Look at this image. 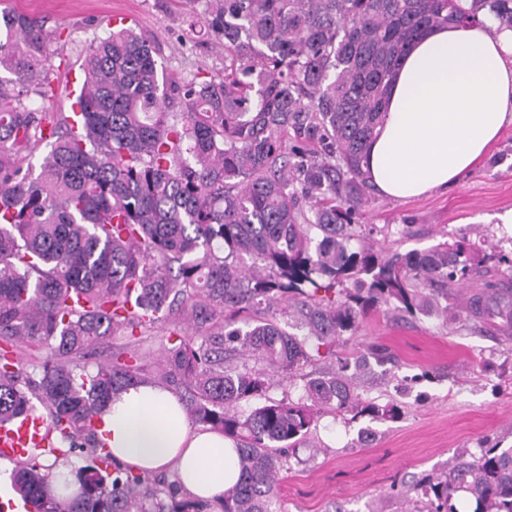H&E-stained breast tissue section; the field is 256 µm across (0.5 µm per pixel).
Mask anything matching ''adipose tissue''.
I'll use <instances>...</instances> for the list:
<instances>
[{"mask_svg":"<svg viewBox=\"0 0 512 512\" xmlns=\"http://www.w3.org/2000/svg\"><path fill=\"white\" fill-rule=\"evenodd\" d=\"M512 125V30L491 15L439 27L401 59L385 113L364 163L385 197L404 200L447 190L474 168ZM98 437L132 471H170L180 490L215 500L235 484L234 444L191 424L181 401L139 383L101 411Z\"/></svg>","mask_w":512,"mask_h":512,"instance_id":"ef3b65f1","label":"adipose tissue"}]
</instances>
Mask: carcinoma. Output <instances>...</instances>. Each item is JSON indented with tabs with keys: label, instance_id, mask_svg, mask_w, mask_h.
I'll use <instances>...</instances> for the list:
<instances>
[{
	"label": "carcinoma",
	"instance_id": "obj_1",
	"mask_svg": "<svg viewBox=\"0 0 512 512\" xmlns=\"http://www.w3.org/2000/svg\"><path fill=\"white\" fill-rule=\"evenodd\" d=\"M205 3L223 79L161 74L152 45L121 28L86 48L69 115L33 100L49 97L62 49L49 51L39 18L0 10V424L40 407L43 453L87 449L68 497L50 493L39 455L19 462L13 486L32 512H279L287 457L322 415L400 410L356 398L364 358L314 372L295 400L271 396L274 377L333 354L382 306L448 313L472 268L464 239L353 249L370 197L361 165L410 44L486 13L512 30V0ZM497 295L485 279L464 310L512 323ZM158 327L153 361L132 347L86 362ZM18 343L44 357L25 364ZM133 382L172 391L192 423L236 444L222 500L114 463L95 421ZM461 494L471 512H512V448L464 450L405 490L413 512H460Z\"/></svg>",
	"mask_w": 512,
	"mask_h": 512
}]
</instances>
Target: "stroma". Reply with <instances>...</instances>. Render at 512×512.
<instances>
[{
	"label": "stroma",
	"mask_w": 512,
	"mask_h": 512,
	"mask_svg": "<svg viewBox=\"0 0 512 512\" xmlns=\"http://www.w3.org/2000/svg\"><path fill=\"white\" fill-rule=\"evenodd\" d=\"M60 33L67 61L51 75L52 112H70L83 73L86 47L113 26L128 27L156 49L167 73L191 78L224 77V43L190 25L185 0H10ZM512 211V126L485 158L445 191L408 201L371 194L362 222L366 241L402 253L465 237L485 260L479 278H504L498 253L512 255V231L502 217ZM468 287V288H469ZM466 290V289H465ZM465 290L448 296L447 314L402 316L383 308L371 312L357 334L336 342L339 358L384 349L355 382L363 400L394 402L397 420H354L322 416L279 485L282 512H409L397 491L425 473L447 469L464 449L498 444L512 447V336L493 321L460 318ZM369 431L361 440V431Z\"/></svg>",
	"instance_id": "35a3bbf8"
}]
</instances>
